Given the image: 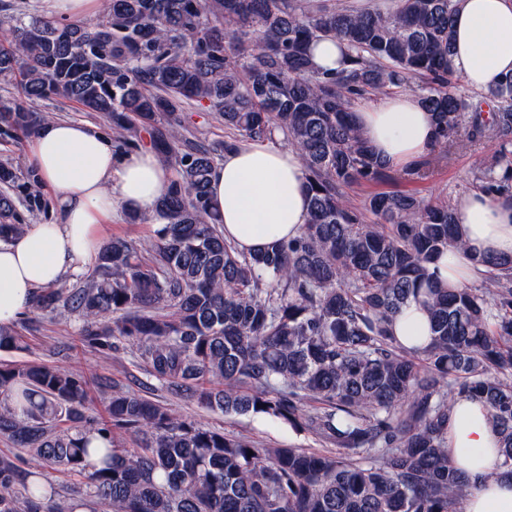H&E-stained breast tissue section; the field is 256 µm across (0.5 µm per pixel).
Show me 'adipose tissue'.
<instances>
[{
  "mask_svg": "<svg viewBox=\"0 0 512 512\" xmlns=\"http://www.w3.org/2000/svg\"><path fill=\"white\" fill-rule=\"evenodd\" d=\"M452 65L479 91L512 73V0H458ZM355 117L362 136L393 167L409 166L434 146L433 115L413 93L359 105ZM30 163L55 193V218L0 243V327L13 326L42 289L60 285L96 257L100 227L113 212L152 215L171 178L152 149L115 152L111 139L67 120L36 130ZM209 194L224 219L225 239L245 253L297 236L308 220L307 174L298 152L268 141L226 151L210 173ZM455 219L466 249L455 264L435 265L439 281L456 286L477 278L472 256L512 255V198L470 191L456 202ZM393 332L408 347L430 342L428 318L414 302L397 316ZM447 448L470 485L464 512H512V477L497 468L499 437L482 402L456 401Z\"/></svg>",
  "mask_w": 512,
  "mask_h": 512,
  "instance_id": "1",
  "label": "adipose tissue"
}]
</instances>
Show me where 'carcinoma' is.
Instances as JSON below:
<instances>
[{"label": "carcinoma", "instance_id": "carcinoma-1", "mask_svg": "<svg viewBox=\"0 0 512 512\" xmlns=\"http://www.w3.org/2000/svg\"><path fill=\"white\" fill-rule=\"evenodd\" d=\"M456 0L356 9L333 0H104L88 22L20 19L0 39V80L20 96L62 99L112 122L121 153L143 144L171 169L148 247L116 237L78 288H45L35 310L80 319L78 342L127 345L149 378L129 391L41 362L0 364V436L36 462L0 458V512H61L49 468L76 475L73 500L111 512H460L468 491L448 457L458 396L483 399L512 474V256L475 263L490 288L439 285L430 266L464 249L453 207L415 192L360 204L345 189L391 167L355 127L353 102L410 90L434 114L437 146L497 141L478 188L512 197V74L485 116L454 91ZM342 40L349 68L320 71L310 45ZM216 113L228 138L184 134V112ZM46 116L0 102V128L23 135ZM268 140L297 150L310 216L295 238L255 253L224 239L208 192L218 157ZM42 207L35 171L0 163V241L23 234L17 205ZM371 214L373 220L366 219ZM411 300L431 332L404 346L392 322ZM22 334L0 327V350ZM162 389L213 412L264 416L332 448H270L176 416ZM133 438L125 448L116 433ZM95 433L111 447L97 448Z\"/></svg>", "mask_w": 512, "mask_h": 512}]
</instances>
